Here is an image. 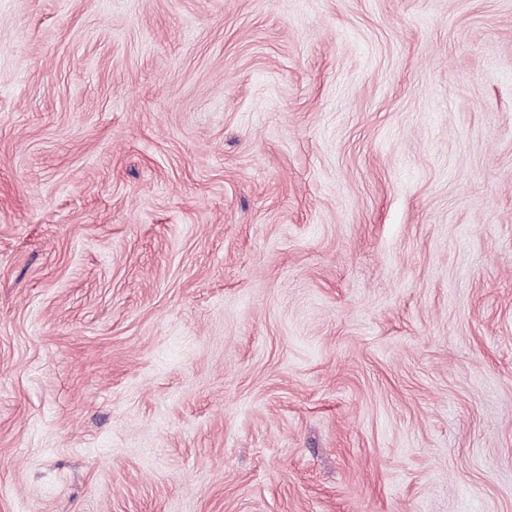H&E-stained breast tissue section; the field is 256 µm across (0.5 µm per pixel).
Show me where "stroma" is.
<instances>
[{"label":"stroma","instance_id":"35a3bbf8","mask_svg":"<svg viewBox=\"0 0 512 512\" xmlns=\"http://www.w3.org/2000/svg\"><path fill=\"white\" fill-rule=\"evenodd\" d=\"M0 512H512V0H0Z\"/></svg>","mask_w":512,"mask_h":512}]
</instances>
